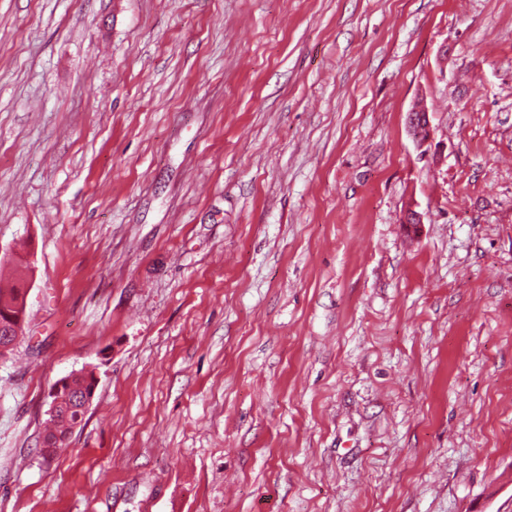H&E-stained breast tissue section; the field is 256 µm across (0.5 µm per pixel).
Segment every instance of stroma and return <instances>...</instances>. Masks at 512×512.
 Here are the masks:
<instances>
[{"mask_svg": "<svg viewBox=\"0 0 512 512\" xmlns=\"http://www.w3.org/2000/svg\"><path fill=\"white\" fill-rule=\"evenodd\" d=\"M1 257L0 512H512V0H0ZM22 288L16 284L2 285L0 282V325L11 332L4 336H10L0 339L1 355H8V352L14 348V344L19 342L20 335L25 322V300ZM83 373L86 372L73 373L75 377L72 380V387L68 392H63L60 395V404L56 396L62 390V383H59L52 393L53 399L47 414L49 419H54L50 420L52 426L46 430L42 441V448L49 455L54 454L57 448H62L65 445L73 428L80 424L85 416V408H88L91 399L85 400V406L83 399L86 395L91 397L94 394L95 383L93 377L88 381L81 375ZM59 405L60 412L57 416Z\"/></svg>", "mask_w": 512, "mask_h": 512, "instance_id": "stroma-1", "label": "stroma"}]
</instances>
